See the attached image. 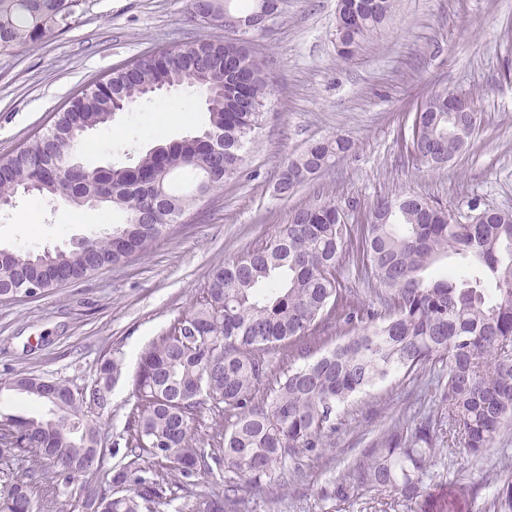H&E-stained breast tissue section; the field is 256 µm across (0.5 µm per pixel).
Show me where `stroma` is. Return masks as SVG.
Masks as SVG:
<instances>
[{"label":"stroma","mask_w":512,"mask_h":512,"mask_svg":"<svg viewBox=\"0 0 512 512\" xmlns=\"http://www.w3.org/2000/svg\"><path fill=\"white\" fill-rule=\"evenodd\" d=\"M336 9L337 0H281L265 29L246 34L266 65L265 121L241 172L195 221L171 225L129 264L35 298L0 302L2 378L37 375L76 390L93 384L104 359L123 363L100 418L102 468L57 493L37 484L41 512H84V486L106 488L116 469L151 466L150 458L133 459L125 448L143 350L192 308L211 267L264 241L291 211L318 197L334 202L358 229L377 201L402 192L462 217L489 207L512 210V0H397L390 20L349 60L336 53ZM216 34L194 18L190 0H81L70 29L0 55V155L47 128L75 91L112 67ZM442 90L479 94V119L467 150L431 172L411 154L412 119L416 102ZM163 106L171 114L164 124ZM206 122L197 95L180 88L86 134L77 156L89 167L130 165L158 139H181ZM336 134L349 138L353 151L291 196H278L277 174L288 159ZM83 215V223L72 224L66 207L18 196L0 212V249H63L123 219L97 208ZM336 277L344 302L378 303L356 249L342 256ZM423 396L422 381L400 374L355 395L338 409L323 454L301 456L278 497L263 483L240 485L241 512H409L391 492L365 488L346 500L326 492L379 429L412 414ZM507 480L512 426L481 456L442 454L425 488L438 494L453 484L470 487L466 498H450L448 512H493L491 487Z\"/></svg>","instance_id":"1"}]
</instances>
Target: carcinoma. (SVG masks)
Returning a JSON list of instances; mask_svg holds the SVG:
<instances>
[{
	"label": "carcinoma",
	"instance_id": "cac0c4a2",
	"mask_svg": "<svg viewBox=\"0 0 512 512\" xmlns=\"http://www.w3.org/2000/svg\"><path fill=\"white\" fill-rule=\"evenodd\" d=\"M394 2L340 0L338 56L356 55L392 16ZM191 6L209 14L216 28L235 17L226 0H192ZM76 7L77 0H0V54L69 28ZM183 86L204 97L208 124L198 135L160 143L133 166L59 170L36 164L74 156L82 136L110 125L114 115ZM269 94L263 60L238 38L191 40L140 55L114 67L108 80L75 93L49 129L0 158V200L34 182L41 199L74 209L95 201L123 213L124 221L65 250L10 252L0 266V300L18 297L16 289L29 277L42 278L49 291L106 265L124 264L158 241L165 228L199 214L200 203L244 164ZM454 97L434 92L416 108L411 144L430 171L462 153L477 126L476 112L448 119ZM351 149L341 136L310 143L282 167L277 191L292 194ZM352 237L340 208L316 201L294 210L260 244L210 270L199 300L182 315L180 334H161L140 356L126 444L133 453L152 456L157 468L142 475L126 467L115 471L113 486L132 488L117 496L105 489L94 493L88 512H154L167 498L174 472L188 479L227 470L248 483L267 478L271 490L280 489L295 460L322 453L336 428L337 408L352 395L392 374L409 377L439 363L447 380L438 381V399L461 433L452 452L477 456L493 445L512 422V212L485 208L462 222L410 193L376 203L358 251L388 315L345 306L340 319L351 335L301 366L278 370L266 353L309 342L329 323L341 295L336 266ZM452 256L467 260L470 271L429 273ZM121 370V360H104L91 388L80 391L33 375L0 379L57 414L43 421L1 414L0 447L28 455L31 478L53 486L97 471L105 451L100 425L86 409L105 411ZM266 384L269 394L256 400ZM222 404L234 410V420H214L216 450L207 453L197 447L200 419L203 410ZM76 420L81 431L73 434L69 425ZM441 453L431 417L396 420L336 481L334 495L346 499L359 487L389 490L413 505V512H443L441 498L424 491ZM237 492L230 479L224 497L196 495L184 510L236 512ZM493 506L512 512V481L498 486ZM0 512H36L28 484L0 487Z\"/></svg>",
	"mask_w": 512,
	"mask_h": 512
}]
</instances>
